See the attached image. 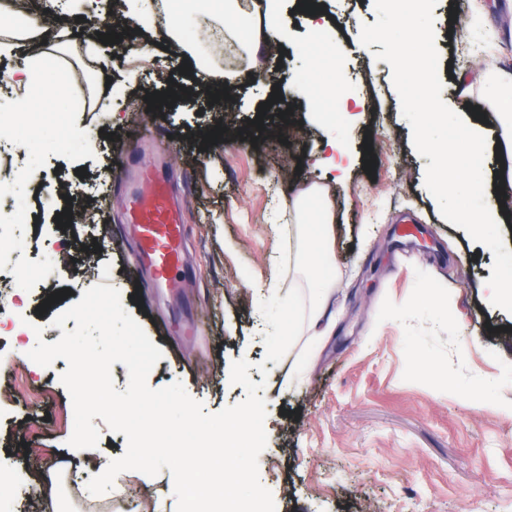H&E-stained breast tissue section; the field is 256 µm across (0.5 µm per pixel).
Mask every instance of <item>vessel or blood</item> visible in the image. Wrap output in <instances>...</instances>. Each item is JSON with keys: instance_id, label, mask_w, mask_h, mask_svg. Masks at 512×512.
<instances>
[{"instance_id": "vessel-or-blood-1", "label": "vessel or blood", "mask_w": 512, "mask_h": 512, "mask_svg": "<svg viewBox=\"0 0 512 512\" xmlns=\"http://www.w3.org/2000/svg\"><path fill=\"white\" fill-rule=\"evenodd\" d=\"M149 191L135 199L132 220L140 232V261L156 281L170 279L181 261L184 226L169 199L167 179L160 174L147 175Z\"/></svg>"}]
</instances>
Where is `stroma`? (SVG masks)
<instances>
[{
	"label": "stroma",
	"mask_w": 512,
	"mask_h": 512,
	"mask_svg": "<svg viewBox=\"0 0 512 512\" xmlns=\"http://www.w3.org/2000/svg\"><path fill=\"white\" fill-rule=\"evenodd\" d=\"M250 4L254 18L287 15L288 37L275 44L271 75H255L247 58L232 68L228 109L208 104L212 79L203 64L213 47L198 36L218 22L204 0H184L180 43L189 55L140 29L138 40L156 41L154 55L122 56L103 74L78 33L53 59L56 71L72 72L68 96H37L29 107L35 134L19 138L17 119L0 115L9 130L0 138V231L12 241V266L28 268L33 280L18 286L11 266L0 268V357L11 360L0 369V408L10 413L0 421V466L24 480L67 461V363L44 368L14 354L74 329L75 321L61 329L52 321L100 283L120 291L163 352L150 388L182 382L216 413L245 399L229 372L234 361L250 362L267 409L259 481L275 512H512V313L487 299L492 252L443 219L425 186L428 160L412 146L391 67L359 42L362 26L376 20L373 0H319L332 29L326 43L313 38L299 0ZM434 15L441 97L487 139L485 198L493 207L503 152L481 87L487 70L512 73V0H439ZM310 60L330 76L313 90L298 78ZM172 81L190 95L138 111L146 90ZM109 87L128 97L120 112L70 110V98ZM266 101L270 110H261ZM286 109L289 119H280ZM259 114L256 143L239 141ZM218 124L221 139L201 148ZM74 127L99 135L60 145ZM330 138L340 147L333 172L317 162ZM34 162L39 183L27 177ZM148 170L167 175L185 227L184 270L163 288L134 271L139 242L128 206ZM313 183L331 185L336 207L327 258L336 292L326 308L335 327L325 338L304 333L268 362L258 303L297 285V242L284 217ZM66 207L93 222L57 227ZM15 211L23 223L12 224ZM63 288L69 296L38 313ZM34 324L42 335L31 332ZM63 486L61 512H126L132 501L149 512L158 499L177 512L166 468L153 478L120 473L100 502L72 478Z\"/></svg>",
	"instance_id": "35a3bbf8"
}]
</instances>
